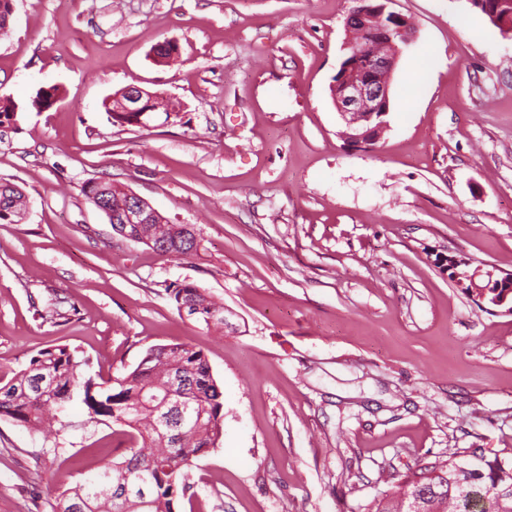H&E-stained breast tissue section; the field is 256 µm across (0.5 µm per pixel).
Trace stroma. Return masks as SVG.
I'll return each instance as SVG.
<instances>
[{"label":"stroma","instance_id":"obj_1","mask_svg":"<svg viewBox=\"0 0 512 512\" xmlns=\"http://www.w3.org/2000/svg\"><path fill=\"white\" fill-rule=\"evenodd\" d=\"M353 0H13L0 32V381L65 344L109 380L149 347L204 350L224 391L218 448L192 469L196 512H368L401 475L465 448L512 458V315L440 268L512 274V37L469 0H392L415 37L389 128L348 148L329 97ZM177 42L159 62L154 48ZM60 85L39 112L31 98ZM138 86L181 106L148 126L103 102ZM112 181L197 252L128 240L82 187ZM188 281L223 304V333L181 317ZM46 436L0 420V512H48L106 426ZM25 207V193L23 189L11 182H0V222H17L13 217L21 218Z\"/></svg>","mask_w":512,"mask_h":512}]
</instances>
